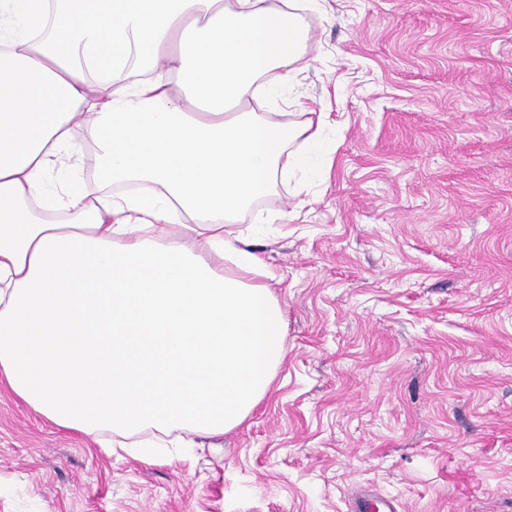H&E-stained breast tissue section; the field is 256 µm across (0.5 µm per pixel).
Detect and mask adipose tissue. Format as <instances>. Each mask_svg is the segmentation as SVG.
Masks as SVG:
<instances>
[{
    "label": "adipose tissue",
    "mask_w": 512,
    "mask_h": 512,
    "mask_svg": "<svg viewBox=\"0 0 512 512\" xmlns=\"http://www.w3.org/2000/svg\"><path fill=\"white\" fill-rule=\"evenodd\" d=\"M74 2L0 0V379L57 427L148 458L143 432L191 448L236 428L284 358L265 218L238 223L323 153L326 114L286 84L320 0ZM80 116L112 193L46 189L78 166Z\"/></svg>",
    "instance_id": "obj_1"
}]
</instances>
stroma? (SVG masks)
<instances>
[{"label": "stroma", "instance_id": "35a3bbf8", "mask_svg": "<svg viewBox=\"0 0 512 512\" xmlns=\"http://www.w3.org/2000/svg\"><path fill=\"white\" fill-rule=\"evenodd\" d=\"M305 23L292 87L332 161L256 205L288 323L271 392L145 460L0 383V512H349L361 487L512 512V0H322Z\"/></svg>", "mask_w": 512, "mask_h": 512}]
</instances>
